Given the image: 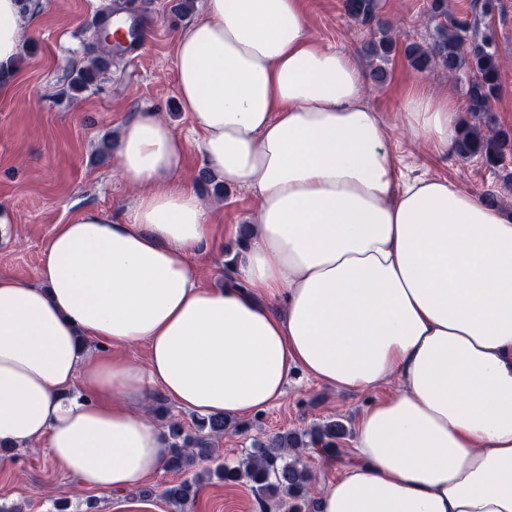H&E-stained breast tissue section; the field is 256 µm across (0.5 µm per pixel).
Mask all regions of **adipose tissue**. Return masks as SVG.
<instances>
[{"label":"adipose tissue","instance_id":"ef3b65f1","mask_svg":"<svg viewBox=\"0 0 512 512\" xmlns=\"http://www.w3.org/2000/svg\"><path fill=\"white\" fill-rule=\"evenodd\" d=\"M0 0V96L21 50ZM178 97L208 170L255 191L238 278L200 284L212 240L190 147L157 112L118 129L120 219L87 206L36 283L0 277V443L45 442L81 487L123 493L167 464L153 392L243 419L297 371L398 392L361 417L317 512H512V217L448 180H402L356 59L309 36L299 0H206L177 37ZM461 105L417 91L405 125L451 149ZM145 344L147 366L118 347Z\"/></svg>","mask_w":512,"mask_h":512}]
</instances>
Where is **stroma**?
Returning a JSON list of instances; mask_svg holds the SVG:
<instances>
[{
  "label": "stroma",
  "instance_id": "1",
  "mask_svg": "<svg viewBox=\"0 0 512 512\" xmlns=\"http://www.w3.org/2000/svg\"><path fill=\"white\" fill-rule=\"evenodd\" d=\"M32 2L14 64L12 91L0 97V207L12 217L10 223L0 224V276L36 282L46 242L79 206L91 204L121 219L130 214L136 193L118 172L117 154L100 155L101 140L137 113L160 112L190 142L186 176L212 205L208 221L215 226V237L190 259L202 268L205 286L223 287L229 274L227 263L240 250V228L253 223L257 200L246 187L201 179L206 163L194 146L197 135L177 95L175 41L202 16L205 0H132L146 9L155 24L143 55L135 63L113 61L96 88L77 101L70 98L69 82L88 59L87 45L94 33L91 19L113 0ZM448 3L472 30H493L497 54L505 63L493 115L496 127L512 131V0H497L489 15L482 13L481 0ZM428 6L429 0H380L379 13L400 32L403 43H422L433 32ZM302 7L315 40L352 54L362 69H369L362 47L370 33L344 16L341 0H302ZM386 69L385 83H368L365 103L388 128L404 177H440L481 198L497 195L501 208L512 216V188L504 182V170L489 167L479 158L437 151L402 125L400 107L412 91L422 86L463 103L466 80L450 82L438 70L416 72L399 50L392 53ZM396 389V384L388 383L367 393L336 390L294 373L279 403L230 422L218 442L220 460L238 465L252 452L254 440L335 420L346 429L338 441V458L328 461L311 449L300 455L315 486H327L349 458L362 413ZM183 479V474L165 470L123 494L83 489L70 472L52 462L45 444L39 442L13 450L8 460L0 462V504L17 505L23 512H58V504L64 502L69 505L67 512H121L122 503L149 498L159 512H170L161 492ZM257 510L258 498L250 482L227 483L206 475L188 512Z\"/></svg>",
  "mask_w": 512,
  "mask_h": 512
}]
</instances>
